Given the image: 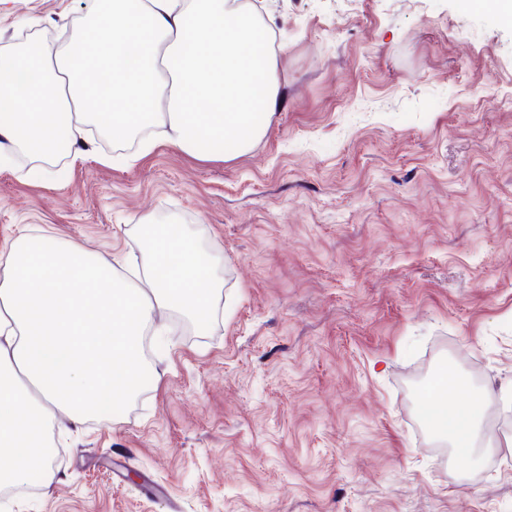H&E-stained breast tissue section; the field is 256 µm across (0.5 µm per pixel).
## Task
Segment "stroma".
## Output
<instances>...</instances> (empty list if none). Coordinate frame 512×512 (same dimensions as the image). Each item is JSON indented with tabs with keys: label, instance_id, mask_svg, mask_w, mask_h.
<instances>
[{
	"label": "stroma",
	"instance_id": "stroma-1",
	"mask_svg": "<svg viewBox=\"0 0 512 512\" xmlns=\"http://www.w3.org/2000/svg\"><path fill=\"white\" fill-rule=\"evenodd\" d=\"M283 106L236 158L157 144L0 164V244L51 229L142 271V226L219 255L161 374L56 439L0 512H512V24L473 0H253ZM88 0H0V49L60 51ZM501 405L478 461L416 413L444 366Z\"/></svg>",
	"mask_w": 512,
	"mask_h": 512
}]
</instances>
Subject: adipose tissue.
<instances>
[{
  "mask_svg": "<svg viewBox=\"0 0 512 512\" xmlns=\"http://www.w3.org/2000/svg\"><path fill=\"white\" fill-rule=\"evenodd\" d=\"M72 25L77 39L37 81L23 84L0 65V83L12 87L10 108L0 109V163L17 147L43 156L61 134L77 144L87 122L138 139L143 156L160 139L227 161L266 133L282 105L275 51L238 0H113L111 12L94 4ZM216 263L180 224L158 226L143 280L47 231L0 245V447L15 453L0 481H28L57 410L79 424L135 395L156 312L211 321ZM443 379L419 413L458 458L472 459L484 398L454 372Z\"/></svg>",
  "mask_w": 512,
  "mask_h": 512,
  "instance_id": "adipose-tissue-1",
  "label": "adipose tissue"
}]
</instances>
